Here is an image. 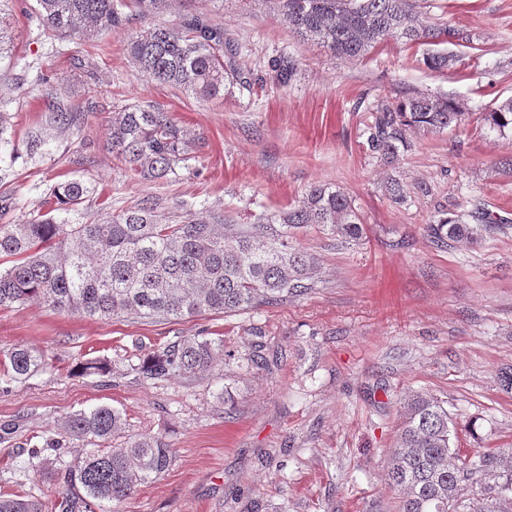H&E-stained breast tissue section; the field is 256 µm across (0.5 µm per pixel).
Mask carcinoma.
Segmentation results:
<instances>
[{
    "instance_id": "obj_1",
    "label": "carcinoma",
    "mask_w": 512,
    "mask_h": 512,
    "mask_svg": "<svg viewBox=\"0 0 512 512\" xmlns=\"http://www.w3.org/2000/svg\"><path fill=\"white\" fill-rule=\"evenodd\" d=\"M168 0H37L43 35L57 40L87 41L125 28L166 6ZM290 32L346 59L363 57L392 38L424 43L434 49L423 57L435 71L452 69L455 54L436 49L448 42V25L419 21L413 0H276ZM128 56L138 72L160 85L181 88L203 98L224 95L245 71L240 47L224 37V28L193 13L175 26H153L130 34ZM294 63L283 58L271 78L290 80ZM50 127L84 123L89 108L61 100L52 85L43 95ZM485 126L512 132V99L481 114ZM465 121L451 96H411L375 111L367 138L370 149L387 164L395 163L407 144L409 129L443 131ZM201 137L176 124L150 102L124 108L112 116L109 145L131 176L147 182H171L196 158ZM43 128H32L26 155L44 154ZM90 186L81 180L56 184L55 211L28 224L0 226V308L39 302L88 317L133 315L169 321L209 314H232L297 297L315 286L312 254L292 244L298 232L317 228L347 241L363 237L352 198L327 184H314L294 207L264 224H220L209 215L162 222L152 205L118 215H86L72 223ZM501 228V219L477 205L468 218L445 217L426 227L438 246L476 244ZM231 355L224 340L179 336L129 363L127 371L143 381L191 379ZM45 367L34 351L15 347L0 360L13 380H24ZM126 428V416L110 406L80 410L66 417L63 436L93 446L75 465L65 467L70 491L66 512H98L119 506L139 485L161 476L172 460L163 438L135 434L116 448L112 438ZM457 426L444 402L420 392L406 396L399 410L397 446L390 449L387 482L399 492L398 512H467L464 491L483 489L475 512H512V448L474 457L457 449ZM40 498L0 492V512H47Z\"/></svg>"
}]
</instances>
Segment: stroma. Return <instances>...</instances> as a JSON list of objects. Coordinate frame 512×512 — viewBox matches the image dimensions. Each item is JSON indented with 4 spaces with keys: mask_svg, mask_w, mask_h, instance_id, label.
Here are the masks:
<instances>
[{
    "mask_svg": "<svg viewBox=\"0 0 512 512\" xmlns=\"http://www.w3.org/2000/svg\"><path fill=\"white\" fill-rule=\"evenodd\" d=\"M210 18L241 47L257 82L218 99L152 82L126 51L129 29L100 43L39 38L36 0H10L0 61V100L10 104L0 144V226L49 213L52 186L80 178L92 187L80 210L116 215L151 203L176 222L206 212L256 224L288 211L313 184L353 199L366 239L345 243L316 229L297 240L318 261L304 295L231 315L151 323L89 318L28 303L0 309V355L39 351L47 366L22 382L0 375V489L30 493L63 512L62 479H44L29 455L57 436L64 418L100 405L122 410L130 434L162 435L168 470L141 485L121 512H396L386 480L397 410L408 392L444 401L462 449L512 448V134L484 128L482 112L512 98V0H419L424 23L470 34L474 48L444 72L423 63L427 48L397 40L341 59L289 32L274 0H172L136 21L146 29L183 12ZM288 57V86L270 82ZM59 98L89 105L81 127L52 129L42 159L25 153L29 128L44 123L43 77ZM452 96L468 117L460 128L407 134L395 164L367 144L377 106L415 95ZM160 104L203 146L176 182L135 179L108 145L114 112ZM400 180L405 201L387 186ZM504 218L474 246H434L425 227L476 202ZM205 332L233 353L193 380L138 381L137 359L175 337ZM281 350L277 367H252L251 345ZM103 357L110 375L80 365Z\"/></svg>",
    "mask_w": 512,
    "mask_h": 512,
    "instance_id": "35a3bbf8",
    "label": "stroma"
}]
</instances>
